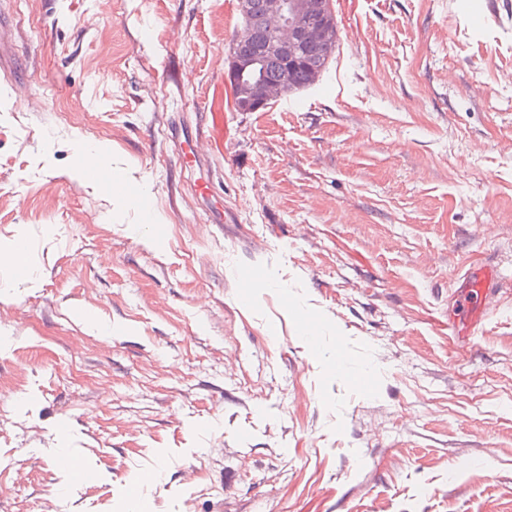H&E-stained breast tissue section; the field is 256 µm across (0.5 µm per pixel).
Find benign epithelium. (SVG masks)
Segmentation results:
<instances>
[{"instance_id": "obj_1", "label": "benign epithelium", "mask_w": 512, "mask_h": 512, "mask_svg": "<svg viewBox=\"0 0 512 512\" xmlns=\"http://www.w3.org/2000/svg\"><path fill=\"white\" fill-rule=\"evenodd\" d=\"M243 23L225 79L249 112L286 96L300 71L318 73L338 34L328 0H237Z\"/></svg>"}]
</instances>
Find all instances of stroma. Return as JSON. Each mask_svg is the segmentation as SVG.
Segmentation results:
<instances>
[{
    "label": "stroma",
    "mask_w": 512,
    "mask_h": 512,
    "mask_svg": "<svg viewBox=\"0 0 512 512\" xmlns=\"http://www.w3.org/2000/svg\"><path fill=\"white\" fill-rule=\"evenodd\" d=\"M236 4L0 0V512H512V0H333L256 112ZM470 274H476L467 284L463 287L466 288L465 293L461 294L459 304L457 305L458 312L456 313L459 318L463 317L464 320L469 322V328L472 333L482 321V313L488 311V300L497 292L498 282L495 275L486 267H479ZM473 293L477 298V305L470 306L468 294Z\"/></svg>",
    "instance_id": "obj_1"
}]
</instances>
